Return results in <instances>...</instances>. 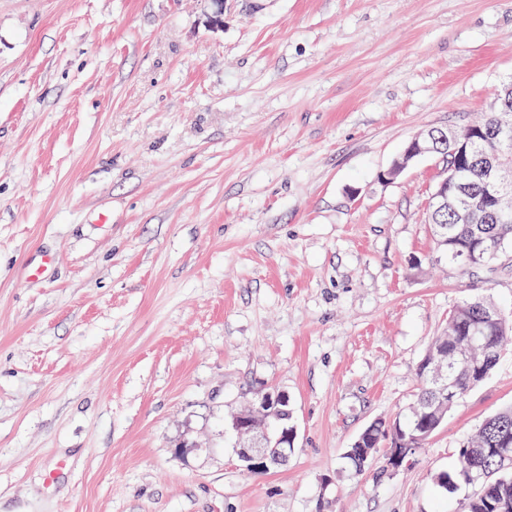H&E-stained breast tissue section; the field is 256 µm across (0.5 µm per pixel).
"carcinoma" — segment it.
<instances>
[{"label": "carcinoma", "mask_w": 512, "mask_h": 512, "mask_svg": "<svg viewBox=\"0 0 512 512\" xmlns=\"http://www.w3.org/2000/svg\"><path fill=\"white\" fill-rule=\"evenodd\" d=\"M437 220L434 239L442 241L440 257L464 274L480 269L490 271L512 250V216L489 224H455L452 214L445 212ZM472 248L483 253V264L465 262V255ZM488 305L485 299L459 305L458 316L448 322V335L436 337L430 346V351L440 354L442 369L452 376L456 391L463 397L489 377L501 347L512 339V322L485 317ZM474 323L482 329L483 342L495 352L478 374L461 362L457 354L462 328ZM432 369L428 359H423L418 368L419 391L406 416L371 420L346 449L343 459L353 475L379 470L396 472L406 467L405 462L396 463L393 449H407L409 460L441 427L449 409L448 393L441 392L440 385L433 380ZM384 444L387 450L378 466L375 454ZM470 473H485L487 477L476 485L475 495L464 500L461 512H512V407L486 419L476 434L458 449L453 465L435 476V483L442 492L453 494L460 486L470 485L467 478Z\"/></svg>", "instance_id": "carcinoma-1"}]
</instances>
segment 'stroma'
Here are the masks:
<instances>
[{"label": "stroma", "mask_w": 512, "mask_h": 512, "mask_svg": "<svg viewBox=\"0 0 512 512\" xmlns=\"http://www.w3.org/2000/svg\"><path fill=\"white\" fill-rule=\"evenodd\" d=\"M0 0V512H457L434 482L512 405V346L403 470L450 312H512L428 224L445 164L381 175L512 82V0ZM46 266L43 276L27 269ZM287 391L288 463L230 421ZM433 367L434 365L428 363L427 354L418 368L417 397L406 416L394 419L379 417L371 420L358 434L350 448L346 449L342 458L354 476H363L371 472L378 475L385 471H399L408 465L407 461L411 460L441 427L450 408L448 401L453 402L455 391L451 389L452 384L447 385V376L443 378L441 384L443 388L448 386V390L441 392L440 385L432 377ZM397 421L399 432L392 435L389 429ZM384 444L389 449L383 455L382 464L377 467L375 454ZM392 448H398V454L404 449H412L407 451L405 460L398 465L394 460ZM233 428L239 438L244 439L242 446L238 449L240 467L250 472L258 467H266V462L273 460L268 449L274 444L270 445V438L265 429L255 427L251 416H238Z\"/></svg>", "instance_id": "35a3bbf8"}]
</instances>
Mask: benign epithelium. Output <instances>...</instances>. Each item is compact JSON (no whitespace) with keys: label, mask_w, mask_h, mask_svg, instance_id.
Instances as JSON below:
<instances>
[{"label":"benign epithelium","mask_w":512,"mask_h":512,"mask_svg":"<svg viewBox=\"0 0 512 512\" xmlns=\"http://www.w3.org/2000/svg\"><path fill=\"white\" fill-rule=\"evenodd\" d=\"M489 139V133L469 127L458 131L454 129H430L427 132L412 138L401 157L393 162L390 168L383 173V179L391 181L396 179L408 164L415 158L425 154L441 153L440 145L446 144L455 154V162L445 167L446 175L438 183L432 195V208L437 212L448 207L456 213L458 224H483L488 220L487 207L477 204L468 193L466 186L459 182V171L473 155V147L477 142ZM512 174V157L509 161L502 159V153L489 152L483 157V176L490 188V200L493 211L500 215L512 213V190L505 187V173ZM460 352L464 359L480 368L482 361L491 357L487 344L481 342L478 332L467 337L460 345ZM288 403V392H265L253 397L250 401L251 412L265 416L272 414L271 408L278 404ZM238 436L243 438V444L238 449L240 467L251 471L266 466L271 460L268 453L270 438L264 429L255 427L252 417L238 416L233 424ZM297 428L283 429L278 439L279 456L288 457V447L295 446Z\"/></svg>","instance_id":"benign-epithelium-1"}]
</instances>
